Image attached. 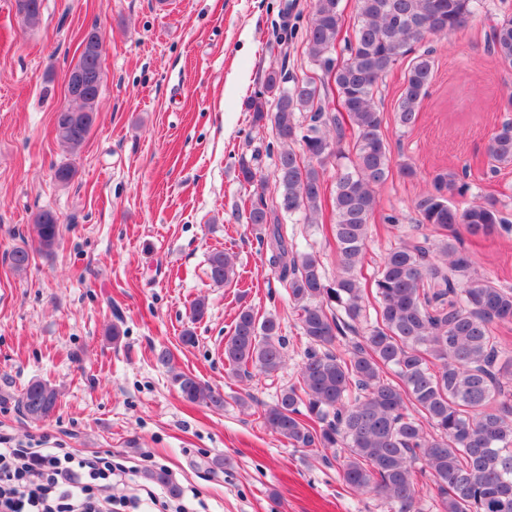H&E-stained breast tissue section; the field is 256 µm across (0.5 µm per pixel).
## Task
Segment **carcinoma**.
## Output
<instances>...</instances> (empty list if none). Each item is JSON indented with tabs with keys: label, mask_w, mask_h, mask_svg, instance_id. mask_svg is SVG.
Wrapping results in <instances>:
<instances>
[{
	"label": "carcinoma",
	"mask_w": 512,
	"mask_h": 512,
	"mask_svg": "<svg viewBox=\"0 0 512 512\" xmlns=\"http://www.w3.org/2000/svg\"><path fill=\"white\" fill-rule=\"evenodd\" d=\"M341 0H315L302 43L321 71L296 78L269 70L247 103L251 125L271 128L278 146L275 197L249 199L248 224L268 226L269 265L288 288L307 346L295 381L279 390L260 414L263 425L295 448H332L342 484L372 493L387 512H422L432 495L436 512H512V348L499 327L512 323V288L478 278L461 252L460 232L487 236L509 223L494 201L460 210L457 197L473 186L456 173H437L432 189L414 202L418 223L441 238L413 237L391 249L374 273L364 274L366 247L378 189L392 172L390 151L374 93L399 61L428 34L465 28L479 0H358L352 34L341 38ZM42 0H15L29 26L40 22ZM344 54L336 59V45ZM488 46L512 70V17L493 21ZM86 96L73 111L56 113L55 137L70 152L87 140L103 84L101 59L79 55ZM432 52L409 63L396 120H417L433 77ZM352 149L343 147L345 124ZM492 170L512 165V121L490 137ZM336 160L332 185L325 167ZM329 212L337 268L328 279L318 255L288 243L282 218L319 224ZM38 250L59 243V218L50 210L34 219ZM23 273L30 253H10ZM210 278L230 283L233 258H208ZM285 339L274 314H238L224 340V363L274 377L285 361ZM393 371L396 380L386 377ZM181 397L209 408L224 407V395L198 377H174ZM60 394L31 381L21 394L25 416L40 420L56 410Z\"/></svg>",
	"instance_id": "cac0c4a2"
}]
</instances>
